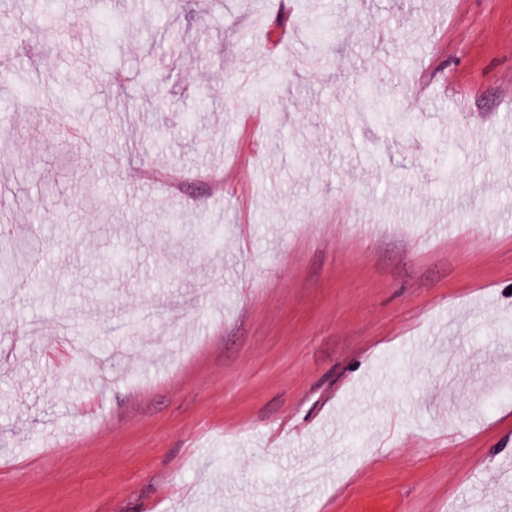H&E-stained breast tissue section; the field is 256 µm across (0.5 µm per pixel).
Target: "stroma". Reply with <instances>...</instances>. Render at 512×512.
Instances as JSON below:
<instances>
[{"mask_svg": "<svg viewBox=\"0 0 512 512\" xmlns=\"http://www.w3.org/2000/svg\"><path fill=\"white\" fill-rule=\"evenodd\" d=\"M111 7L0 0V512H507L512 0Z\"/></svg>", "mask_w": 512, "mask_h": 512, "instance_id": "35a3bbf8", "label": "stroma"}]
</instances>
